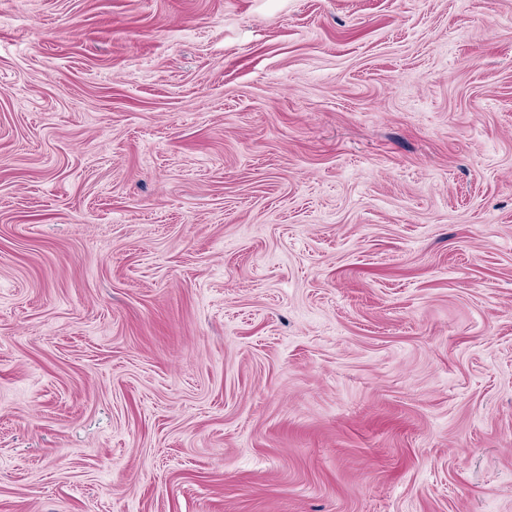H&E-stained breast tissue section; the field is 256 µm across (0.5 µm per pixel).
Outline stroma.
<instances>
[{"mask_svg":"<svg viewBox=\"0 0 512 512\" xmlns=\"http://www.w3.org/2000/svg\"><path fill=\"white\" fill-rule=\"evenodd\" d=\"M0 512H512V0H0Z\"/></svg>","mask_w":512,"mask_h":512,"instance_id":"stroma-1","label":"stroma"}]
</instances>
